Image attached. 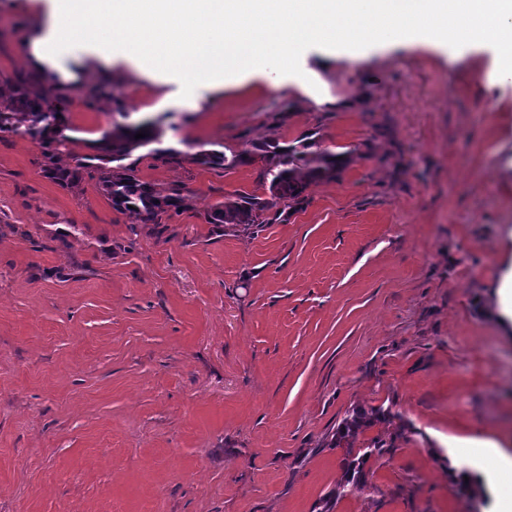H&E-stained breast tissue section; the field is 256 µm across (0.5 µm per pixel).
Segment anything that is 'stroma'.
I'll list each match as a JSON object with an SVG mask.
<instances>
[{
	"label": "stroma",
	"mask_w": 512,
	"mask_h": 512,
	"mask_svg": "<svg viewBox=\"0 0 512 512\" xmlns=\"http://www.w3.org/2000/svg\"><path fill=\"white\" fill-rule=\"evenodd\" d=\"M46 0H0V73L32 70ZM276 67L185 101L124 62L64 87L59 162L112 124L149 119L186 189L169 223L113 209L95 181L45 177L40 145L0 132V512H495L459 451L512 454V78L483 47L375 49ZM311 135L354 151L288 222L219 233L234 193L267 197L259 164H196L212 145ZM388 407L392 454L371 489L336 497L352 408Z\"/></svg>",
	"instance_id": "obj_1"
}]
</instances>
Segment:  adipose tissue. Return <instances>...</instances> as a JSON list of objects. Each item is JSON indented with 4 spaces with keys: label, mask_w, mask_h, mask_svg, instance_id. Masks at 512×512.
Returning a JSON list of instances; mask_svg holds the SVG:
<instances>
[{
    "label": "adipose tissue",
    "mask_w": 512,
    "mask_h": 512,
    "mask_svg": "<svg viewBox=\"0 0 512 512\" xmlns=\"http://www.w3.org/2000/svg\"><path fill=\"white\" fill-rule=\"evenodd\" d=\"M48 0L31 43L37 70L73 80L66 62L84 53L111 66L173 81L185 99L244 80L275 62L308 91L296 59L319 45L334 56L372 47L432 45L491 49L497 74L512 75V0Z\"/></svg>",
    "instance_id": "ef3b65f1"
}]
</instances>
